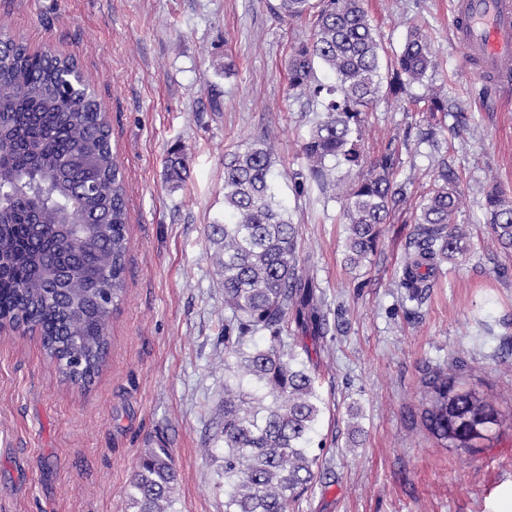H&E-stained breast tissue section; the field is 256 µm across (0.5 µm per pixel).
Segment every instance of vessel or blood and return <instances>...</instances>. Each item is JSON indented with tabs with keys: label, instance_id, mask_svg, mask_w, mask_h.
Masks as SVG:
<instances>
[{
	"label": "vessel or blood",
	"instance_id": "b4317fda",
	"mask_svg": "<svg viewBox=\"0 0 512 512\" xmlns=\"http://www.w3.org/2000/svg\"><path fill=\"white\" fill-rule=\"evenodd\" d=\"M452 25L474 76L512 80V0H457Z\"/></svg>",
	"mask_w": 512,
	"mask_h": 512
}]
</instances>
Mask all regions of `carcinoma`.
Here are the masks:
<instances>
[{
    "instance_id": "carcinoma-1",
    "label": "carcinoma",
    "mask_w": 512,
    "mask_h": 512,
    "mask_svg": "<svg viewBox=\"0 0 512 512\" xmlns=\"http://www.w3.org/2000/svg\"><path fill=\"white\" fill-rule=\"evenodd\" d=\"M275 12L314 14L312 32L288 61L290 87L307 90L323 115L302 144L306 172L321 186L344 169L353 182L342 196L345 259L356 269L379 245L381 225L408 198L395 178L399 149L373 158L363 143L366 112L383 94L402 98L438 64L420 28L401 51L383 60L363 0H279ZM336 82L316 80L315 66ZM70 54L32 52L0 40V320L39 328L58 364L83 361L70 380L85 385L99 374L108 327L126 288L129 211L126 187L112 152L110 124ZM429 138L448 114V99L424 98ZM273 148L254 141L224 156V223L219 236L224 276V512H290L320 478L312 448L323 413L320 373L311 360L329 332L323 292L303 273L298 225L288 219L274 183ZM167 182L187 178L181 150L165 165ZM460 175L442 161L421 198L411 251L397 287L420 302L441 265L467 256L456 232ZM484 209L493 239L512 253V200L492 189ZM112 289V302L103 289ZM262 332L259 346L251 334ZM421 421L450 448L469 450L488 437L502 415L475 391L446 374L425 380ZM177 472L169 449L142 458L126 498L133 512H173Z\"/></svg>"
}]
</instances>
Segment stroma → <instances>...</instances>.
Instances as JSON below:
<instances>
[{"mask_svg":"<svg viewBox=\"0 0 512 512\" xmlns=\"http://www.w3.org/2000/svg\"><path fill=\"white\" fill-rule=\"evenodd\" d=\"M451 2L364 0L386 56L411 28L430 36L438 67L409 94L441 92L449 114L432 144L419 141L407 100L383 96L367 112V155L398 144L396 178L412 195L353 270L340 199L293 180L322 116L288 78L311 17L276 15V0H0V33L74 55L91 77L130 216L126 292L91 384L62 374L39 336L0 335V512H128L140 459L160 444L177 470L175 512H224V278L209 233L224 221L225 153L262 138L299 226L300 264L345 324L313 356L327 473L298 512H491L512 484V354L499 349L512 335V272L494 271L512 269V255L495 251L483 203L495 185L512 198V91L474 81ZM177 145L187 180L175 189L164 162ZM444 157L461 177L456 221L469 252L443 265L422 302H406L396 281ZM435 370L505 416L472 450L441 447L421 423L423 380Z\"/></svg>","mask_w":512,"mask_h":512,"instance_id":"obj_1","label":"stroma"}]
</instances>
